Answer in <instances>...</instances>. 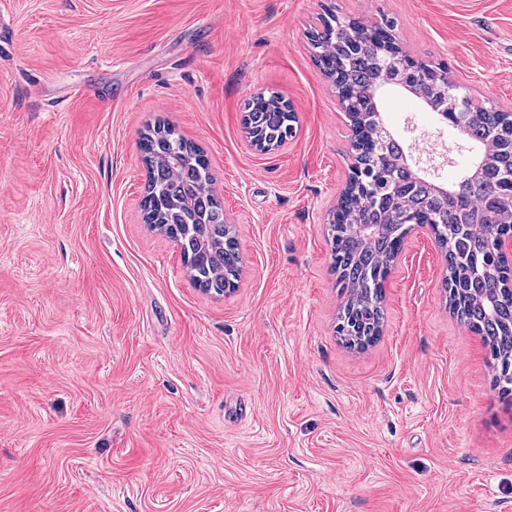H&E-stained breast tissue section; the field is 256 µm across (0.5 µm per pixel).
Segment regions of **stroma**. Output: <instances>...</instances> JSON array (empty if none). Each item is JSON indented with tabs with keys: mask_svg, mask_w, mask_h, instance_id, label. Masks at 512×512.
I'll list each match as a JSON object with an SVG mask.
<instances>
[{
	"mask_svg": "<svg viewBox=\"0 0 512 512\" xmlns=\"http://www.w3.org/2000/svg\"><path fill=\"white\" fill-rule=\"evenodd\" d=\"M389 20L416 60L512 110V0H0V512H512V404L450 313L413 231L368 349L336 333L328 238L349 135L307 36ZM259 93L295 134L248 146ZM429 179L471 162L411 94ZM204 152L244 260L233 291L187 275L143 222L140 134Z\"/></svg>",
	"mask_w": 512,
	"mask_h": 512,
	"instance_id": "35a3bbf8",
	"label": "stroma"
}]
</instances>
